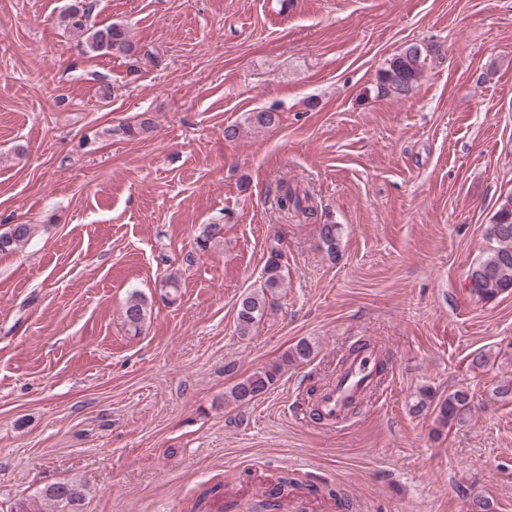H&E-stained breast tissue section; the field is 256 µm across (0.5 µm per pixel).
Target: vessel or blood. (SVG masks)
Instances as JSON below:
<instances>
[{
    "label": "vessel or blood",
    "instance_id": "vessel-or-blood-1",
    "mask_svg": "<svg viewBox=\"0 0 512 512\" xmlns=\"http://www.w3.org/2000/svg\"><path fill=\"white\" fill-rule=\"evenodd\" d=\"M379 360L373 349L351 356L341 377L316 401L319 419L324 426L335 428L348 422L354 406L382 385Z\"/></svg>",
    "mask_w": 512,
    "mask_h": 512
}]
</instances>
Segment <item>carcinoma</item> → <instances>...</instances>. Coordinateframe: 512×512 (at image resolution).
I'll list each match as a JSON object with an SVG mask.
<instances>
[{"instance_id":"obj_1","label":"carcinoma","mask_w":512,"mask_h":512,"mask_svg":"<svg viewBox=\"0 0 512 512\" xmlns=\"http://www.w3.org/2000/svg\"><path fill=\"white\" fill-rule=\"evenodd\" d=\"M93 10L91 0H75L60 14L59 22L69 29L77 38V45L84 54L94 56H120L128 60H152L149 53L142 51L133 40L127 27L122 23L111 22L101 27L89 25ZM427 56L423 49L415 44L407 47L392 58L387 67L378 75V91L383 95L407 96L423 80ZM279 116L275 112H250L244 117L243 124H233L224 128V138H239L244 129H263L276 125ZM154 128V120L144 113L133 123H126L105 130L109 136L122 135L137 138L149 133ZM278 209L306 223L318 224L319 236L327 254H336V241L339 226L318 223V211L312 204L308 193H300L288 185L280 186L276 198ZM36 232L34 224H11L0 232V254H7L24 246ZM487 237L495 246L468 269L467 279L471 293L480 299L490 301L505 292L512 291V198L506 200L497 211L492 224L486 228ZM224 238V225L207 224L195 238L194 251L185 255L184 262L190 266L196 256L206 253L219 245ZM285 284V265L283 255L278 247H271L262 270L260 287L239 299L236 310L237 330L247 336L251 330L268 315L273 307L274 297ZM164 297L176 301L181 288V273L169 272L162 281ZM148 303L139 294L134 293L124 308V321L134 333L142 331L147 320ZM313 355V346L300 340L287 349L281 359L275 363L259 367L238 379L229 391V397L235 403L246 404L266 393L274 385L282 370L289 365H296L309 360ZM438 408L437 423L446 427L464 420L471 411L468 392L455 390L436 403ZM86 486L77 480L52 483L42 488L38 498L52 505L51 512H83L86 499Z\"/></svg>"}]
</instances>
